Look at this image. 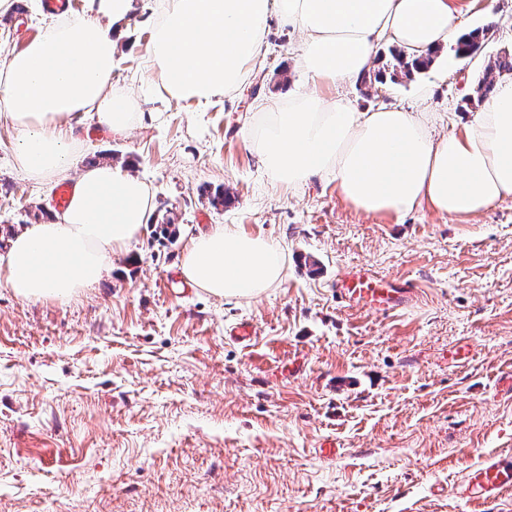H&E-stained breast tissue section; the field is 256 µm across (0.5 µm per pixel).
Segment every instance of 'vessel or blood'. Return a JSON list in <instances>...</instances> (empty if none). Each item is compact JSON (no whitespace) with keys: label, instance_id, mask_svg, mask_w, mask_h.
Instances as JSON below:
<instances>
[{"label":"vessel or blood","instance_id":"b4317fda","mask_svg":"<svg viewBox=\"0 0 512 512\" xmlns=\"http://www.w3.org/2000/svg\"><path fill=\"white\" fill-rule=\"evenodd\" d=\"M413 293L407 283L378 277L357 266L336 281V296L347 306L386 312L404 306ZM512 490V455L487 457L456 485V497L468 503L490 504Z\"/></svg>","mask_w":512,"mask_h":512}]
</instances>
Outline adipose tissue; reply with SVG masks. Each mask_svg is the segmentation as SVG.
Here are the masks:
<instances>
[{"label":"adipose tissue","instance_id":"adipose-tissue-1","mask_svg":"<svg viewBox=\"0 0 512 512\" xmlns=\"http://www.w3.org/2000/svg\"><path fill=\"white\" fill-rule=\"evenodd\" d=\"M90 2L87 15L51 19L0 60V117L17 133L15 166L36 181L77 164L80 116L95 113L118 133L140 117L138 97L112 83L132 0ZM153 12L149 84L200 106L235 95L259 72L271 22L303 33L296 62L311 91L261 105L249 135L275 186L326 177L366 214L402 217L426 206L462 221L512 198V76L439 138L429 113L398 105L358 112L330 93L368 73L383 41L421 57L459 37L461 0H154ZM152 209L141 178L114 164L86 166L64 211L10 240L0 281L23 300L69 301L141 237ZM284 271L279 243L230 226L191 238L180 264L186 282L226 299L255 296Z\"/></svg>","mask_w":512,"mask_h":512}]
</instances>
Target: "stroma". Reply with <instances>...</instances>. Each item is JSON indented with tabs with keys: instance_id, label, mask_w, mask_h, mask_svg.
Returning a JSON list of instances; mask_svg holds the SVG:
<instances>
[{
	"instance_id": "stroma-1",
	"label": "stroma",
	"mask_w": 512,
	"mask_h": 512,
	"mask_svg": "<svg viewBox=\"0 0 512 512\" xmlns=\"http://www.w3.org/2000/svg\"><path fill=\"white\" fill-rule=\"evenodd\" d=\"M152 7L132 0L113 77L139 95L140 124L94 139L89 114L73 134L83 160L132 162L154 223L68 303L0 283V512H512V491L487 505L452 492L487 456L512 454V198L461 222L367 215L325 178L273 185L247 131L259 102L310 90L300 34L271 23L253 88L203 110L147 90ZM493 12L469 0L466 27H491L476 57L446 47L422 73L340 93L357 111L400 104L453 131L487 65L512 52V0ZM45 16L42 0H16L0 55ZM14 139L0 119V253L54 211V184L15 168ZM219 186L230 202L216 207ZM167 217L171 241L156 225ZM225 224L279 242L283 280L251 299L171 294L190 238ZM358 265L407 282L413 301L341 306L336 279ZM243 321L257 330L247 348L225 335Z\"/></svg>"
}]
</instances>
